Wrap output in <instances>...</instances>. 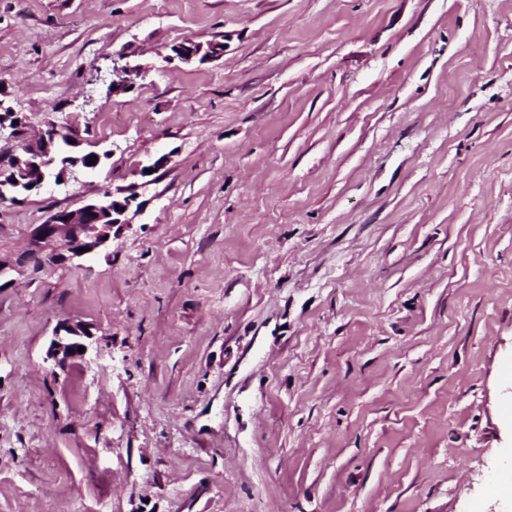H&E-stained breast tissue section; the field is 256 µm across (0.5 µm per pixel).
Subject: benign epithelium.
Returning a JSON list of instances; mask_svg holds the SVG:
<instances>
[{
    "instance_id": "7a95c632",
    "label": "benign epithelium",
    "mask_w": 512,
    "mask_h": 512,
    "mask_svg": "<svg viewBox=\"0 0 512 512\" xmlns=\"http://www.w3.org/2000/svg\"><path fill=\"white\" fill-rule=\"evenodd\" d=\"M202 50L203 47L195 43L176 44L171 47L172 55L168 59L188 63L199 57ZM134 73H141V69H134L128 64L114 65L112 91L128 90L132 86L131 75ZM11 127L13 137L18 140L16 151L8 161L0 160V166H8L7 173L11 178L26 184L32 192L50 182L57 185L65 183L68 167L56 168L49 161L52 148L61 138L62 131L53 124L37 133L26 132L19 123H13ZM132 202L131 197L116 200L112 192L107 190L101 198L78 209L53 214L45 223L34 227L23 254L15 258L0 256V278L20 271L32 257L44 266L54 267L79 261L107 247L112 237L126 225L124 216ZM87 335L89 331L82 325L62 326L51 343L49 356L59 363L83 358L84 354L78 348L85 346V343L79 338Z\"/></svg>"
}]
</instances>
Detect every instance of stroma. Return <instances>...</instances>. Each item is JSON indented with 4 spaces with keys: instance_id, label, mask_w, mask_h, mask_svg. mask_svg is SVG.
Segmentation results:
<instances>
[{
    "instance_id": "stroma-1",
    "label": "stroma",
    "mask_w": 512,
    "mask_h": 512,
    "mask_svg": "<svg viewBox=\"0 0 512 512\" xmlns=\"http://www.w3.org/2000/svg\"><path fill=\"white\" fill-rule=\"evenodd\" d=\"M0 101L106 156L1 256L141 205L0 288V512H512V0H0ZM133 201L132 197H125L124 201L116 200L112 192L107 190L101 198L78 209L53 214L44 224L34 227L23 254L16 258L0 256V287L13 284L14 279L2 284V277L6 278L11 272L19 273L29 258H37L42 265L54 267L74 263L106 248L112 237L127 224L122 217ZM106 213H111L112 224H101ZM81 248H86V251H81ZM65 334H61V332ZM90 336L89 331L79 324H67L62 326L56 332L55 338L51 343L49 356L58 363L66 362L69 359L83 358L87 352L85 343L79 341L77 337ZM79 347H84V352L78 351Z\"/></svg>"
}]
</instances>
